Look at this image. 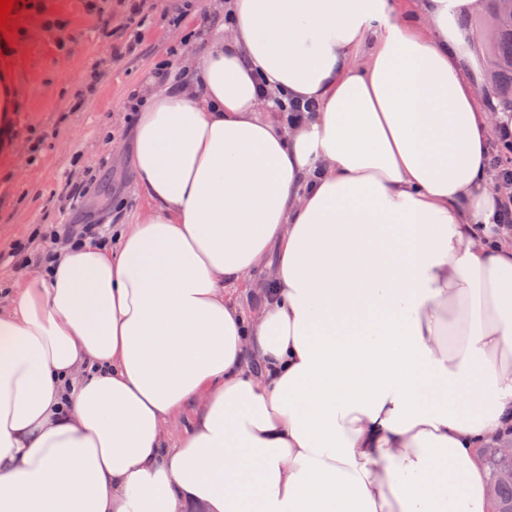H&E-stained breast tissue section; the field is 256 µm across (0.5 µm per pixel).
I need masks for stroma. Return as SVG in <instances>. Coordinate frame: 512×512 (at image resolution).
<instances>
[{
  "label": "stroma",
  "instance_id": "stroma-1",
  "mask_svg": "<svg viewBox=\"0 0 512 512\" xmlns=\"http://www.w3.org/2000/svg\"><path fill=\"white\" fill-rule=\"evenodd\" d=\"M20 7L26 37L10 61L22 91L14 151L0 157V307H9L18 273L44 269V250L57 249L61 224L89 222L111 233L145 208L132 160L134 113L129 94L152 90V72L178 54L179 65L202 61L210 38L224 30L221 0H147L141 43L123 50L132 29L129 0H39ZM183 12L180 26L169 17ZM96 181L68 199L67 183ZM25 252L12 256L15 246Z\"/></svg>",
  "mask_w": 512,
  "mask_h": 512
}]
</instances>
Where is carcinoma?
<instances>
[{
	"label": "carcinoma",
	"instance_id": "carcinoma-1",
	"mask_svg": "<svg viewBox=\"0 0 512 512\" xmlns=\"http://www.w3.org/2000/svg\"><path fill=\"white\" fill-rule=\"evenodd\" d=\"M489 25L496 28L497 38L491 44H483L489 60L488 76L499 105L512 112V15L499 10L498 0H484V15L474 32L477 41H482L483 31ZM478 452L484 461L488 482H494L501 472L512 470V457L501 455L495 445L488 444ZM495 503L500 512H512V482L497 486Z\"/></svg>",
	"mask_w": 512,
	"mask_h": 512
}]
</instances>
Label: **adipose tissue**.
Instances as JSON below:
<instances>
[{"instance_id":"obj_1","label":"adipose tissue","mask_w":512,"mask_h":512,"mask_svg":"<svg viewBox=\"0 0 512 512\" xmlns=\"http://www.w3.org/2000/svg\"><path fill=\"white\" fill-rule=\"evenodd\" d=\"M480 8L230 0L138 114L148 208L0 310V512H490L512 243L477 232ZM287 100L317 109L264 110ZM20 105L0 68V145Z\"/></svg>"}]
</instances>
